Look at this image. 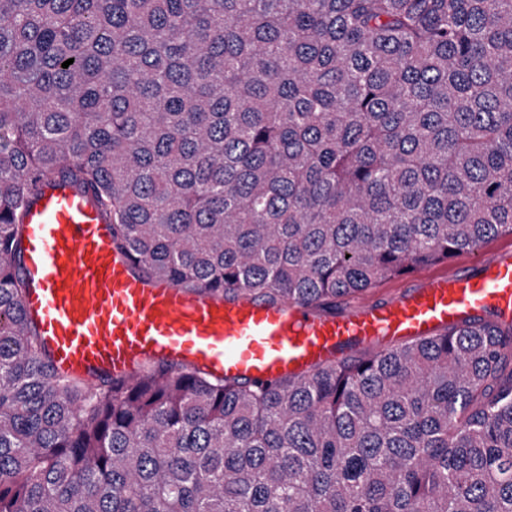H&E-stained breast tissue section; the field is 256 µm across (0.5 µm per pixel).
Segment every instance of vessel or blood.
I'll use <instances>...</instances> for the list:
<instances>
[{"mask_svg": "<svg viewBox=\"0 0 512 512\" xmlns=\"http://www.w3.org/2000/svg\"><path fill=\"white\" fill-rule=\"evenodd\" d=\"M16 262L27 284L23 309L57 375L128 378L168 360L217 378L301 376L351 349L390 348L488 315L512 324V254L484 251L467 266L380 300L341 310L219 299L149 279L112 244L90 193L47 180L23 217Z\"/></svg>", "mask_w": 512, "mask_h": 512, "instance_id": "obj_1", "label": "vessel or blood"}]
</instances>
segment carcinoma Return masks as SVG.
<instances>
[{
  "instance_id": "1",
  "label": "carcinoma",
  "mask_w": 512,
  "mask_h": 512,
  "mask_svg": "<svg viewBox=\"0 0 512 512\" xmlns=\"http://www.w3.org/2000/svg\"><path fill=\"white\" fill-rule=\"evenodd\" d=\"M48 176L153 279L334 310L512 234V0H0V512H512L492 320L58 379L14 264Z\"/></svg>"
}]
</instances>
